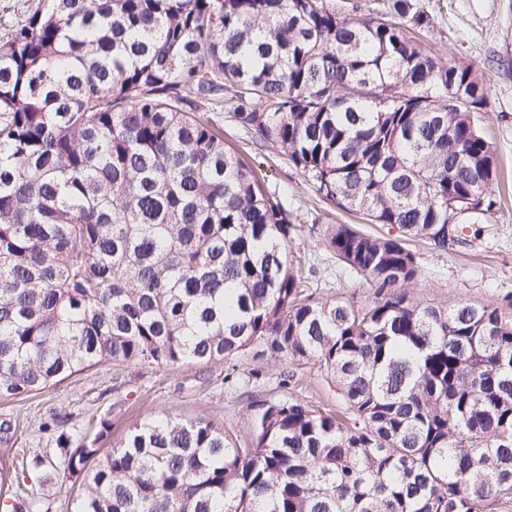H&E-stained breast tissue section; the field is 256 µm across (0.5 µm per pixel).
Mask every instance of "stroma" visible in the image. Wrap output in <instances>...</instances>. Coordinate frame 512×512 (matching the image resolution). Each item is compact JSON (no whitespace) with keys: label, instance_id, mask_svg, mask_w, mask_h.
<instances>
[{"label":"stroma","instance_id":"obj_1","mask_svg":"<svg viewBox=\"0 0 512 512\" xmlns=\"http://www.w3.org/2000/svg\"><path fill=\"white\" fill-rule=\"evenodd\" d=\"M433 18L423 41L442 62L472 65L486 79L489 105L481 115L485 138L496 150L499 178L494 186L498 210L466 225L459 243L438 249L414 239L409 243L424 270L412 293L421 303L447 307L459 302L493 304L512 292V0H418ZM224 144L252 166H261L267 182L283 191L301 215L303 234L289 243L290 260L316 266L322 293L365 302L369 290L358 279L337 273L336 265L317 237L307 234L312 219L321 225L354 224L361 231L384 235L388 226L370 224L358 214L333 209L314 192L282 152L256 149L245 130L223 118ZM224 363L177 364L164 367L106 363L78 373L48 391L6 405L23 433L14 448L0 456L12 460L18 449L51 454V437L39 433L53 414H70L74 436L87 431L92 420L112 421V436L120 438L134 421L166 416L211 418L239 436L249 433L247 397L224 385Z\"/></svg>","mask_w":512,"mask_h":512}]
</instances>
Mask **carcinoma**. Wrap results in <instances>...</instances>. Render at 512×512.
<instances>
[{
    "label": "carcinoma",
    "instance_id": "carcinoma-1",
    "mask_svg": "<svg viewBox=\"0 0 512 512\" xmlns=\"http://www.w3.org/2000/svg\"><path fill=\"white\" fill-rule=\"evenodd\" d=\"M36 0L0 35V401L112 362L228 364L245 443L213 419L112 421L59 459L0 461L20 512L60 466L74 512H512V293L424 305L411 239L496 211L469 65L442 63L415 0ZM230 118L333 208L325 249L370 288L320 296L287 247L300 215L224 146ZM331 380L338 411L292 395ZM17 421L0 415V442Z\"/></svg>",
    "mask_w": 512,
    "mask_h": 512
}]
</instances>
